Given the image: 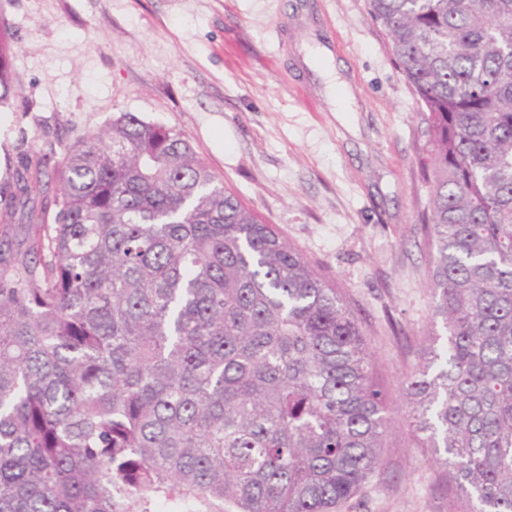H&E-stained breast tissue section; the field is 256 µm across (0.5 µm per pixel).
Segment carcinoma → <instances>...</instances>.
I'll return each instance as SVG.
<instances>
[{"label": "carcinoma", "mask_w": 512, "mask_h": 512, "mask_svg": "<svg viewBox=\"0 0 512 512\" xmlns=\"http://www.w3.org/2000/svg\"><path fill=\"white\" fill-rule=\"evenodd\" d=\"M368 6L428 125L442 333L411 418L466 512H512V0ZM13 56L0 25V105ZM2 197L37 232L0 210V512H335L381 466L358 319L179 132L126 112L61 153L22 136Z\"/></svg>", "instance_id": "carcinoma-1"}]
</instances>
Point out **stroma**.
Instances as JSON below:
<instances>
[{
	"label": "stroma",
	"mask_w": 512,
	"mask_h": 512,
	"mask_svg": "<svg viewBox=\"0 0 512 512\" xmlns=\"http://www.w3.org/2000/svg\"><path fill=\"white\" fill-rule=\"evenodd\" d=\"M19 137L70 143L123 112L177 130L210 171L342 289L393 424L337 512H461L403 385L433 322L419 217L424 114L367 0H0Z\"/></svg>",
	"instance_id": "35a3bbf8"
}]
</instances>
